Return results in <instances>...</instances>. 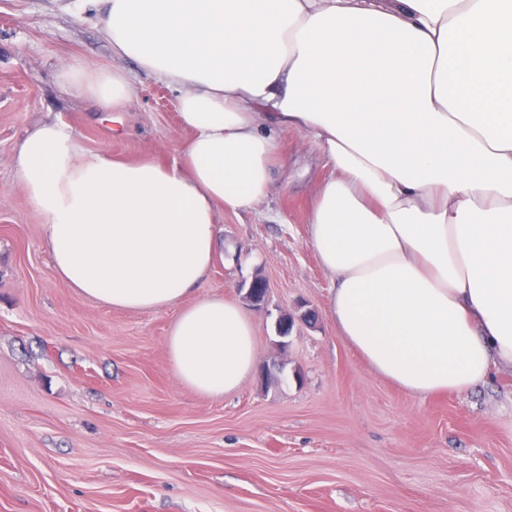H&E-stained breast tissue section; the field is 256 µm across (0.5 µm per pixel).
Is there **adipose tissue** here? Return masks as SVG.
Wrapping results in <instances>:
<instances>
[{
	"label": "adipose tissue",
	"instance_id": "adipose-tissue-1",
	"mask_svg": "<svg viewBox=\"0 0 512 512\" xmlns=\"http://www.w3.org/2000/svg\"><path fill=\"white\" fill-rule=\"evenodd\" d=\"M113 51L175 88L193 136L178 163L84 151L57 122L21 138L15 172L61 283L99 304L181 305L179 381L239 387L253 327L221 297L183 305L221 247L217 210L257 208L301 134L332 173L308 243L327 315L381 377L429 397L512 368V0H82ZM64 85L109 112L121 70Z\"/></svg>",
	"mask_w": 512,
	"mask_h": 512
}]
</instances>
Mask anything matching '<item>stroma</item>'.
Wrapping results in <instances>:
<instances>
[{"instance_id":"obj_1","label":"stroma","mask_w":512,"mask_h":512,"mask_svg":"<svg viewBox=\"0 0 512 512\" xmlns=\"http://www.w3.org/2000/svg\"><path fill=\"white\" fill-rule=\"evenodd\" d=\"M75 62L128 75L122 135L62 84ZM42 120L129 163L173 164L191 137L177 90L116 56L77 0H0V512H512V370L422 398L329 322L332 280L307 242L330 173L314 145L284 134L287 170L267 200L216 214L224 254L187 299L243 305L257 370L284 367L209 395L171 364L179 306L111 308L57 280L14 165ZM258 275L260 310L244 302ZM284 313L297 323L281 357Z\"/></svg>"}]
</instances>
